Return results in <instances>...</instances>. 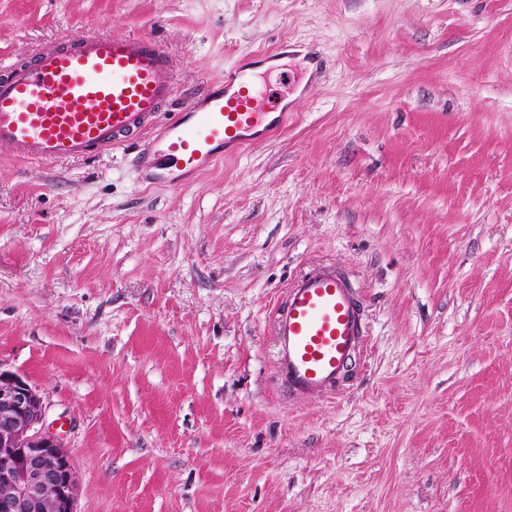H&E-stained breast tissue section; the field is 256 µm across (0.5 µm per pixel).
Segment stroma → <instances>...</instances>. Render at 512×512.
<instances>
[{
	"label": "stroma",
	"mask_w": 512,
	"mask_h": 512,
	"mask_svg": "<svg viewBox=\"0 0 512 512\" xmlns=\"http://www.w3.org/2000/svg\"><path fill=\"white\" fill-rule=\"evenodd\" d=\"M159 40L171 111L279 54L287 126L190 178L0 147V368L39 390L79 512H512V0H0V61ZM362 289L334 398L287 397L270 313Z\"/></svg>",
	"instance_id": "stroma-1"
}]
</instances>
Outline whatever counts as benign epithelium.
<instances>
[{
    "mask_svg": "<svg viewBox=\"0 0 512 512\" xmlns=\"http://www.w3.org/2000/svg\"><path fill=\"white\" fill-rule=\"evenodd\" d=\"M22 376L0 369V512H77L73 460Z\"/></svg>",
    "mask_w": 512,
    "mask_h": 512,
    "instance_id": "obj_1",
    "label": "benign epithelium"
}]
</instances>
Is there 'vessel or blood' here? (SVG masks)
Masks as SVG:
<instances>
[{
    "label": "vessel or blood",
    "instance_id": "b4317fda",
    "mask_svg": "<svg viewBox=\"0 0 512 512\" xmlns=\"http://www.w3.org/2000/svg\"><path fill=\"white\" fill-rule=\"evenodd\" d=\"M252 73L247 63H235L224 72L223 93H203L188 111L169 116L174 68L160 42L107 33L74 43L62 38L31 61L0 64V147L22 162H68L155 133L161 148L153 165L179 185L287 124V107L265 100ZM271 321L282 391L341 393L368 342L355 279L333 265L312 266L288 285Z\"/></svg>",
    "mask_w": 512,
    "mask_h": 512
}]
</instances>
